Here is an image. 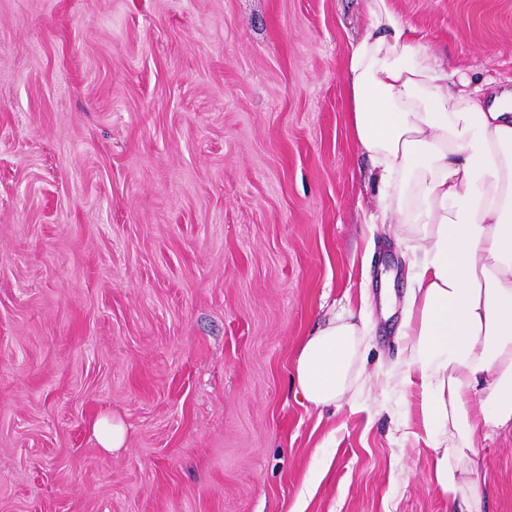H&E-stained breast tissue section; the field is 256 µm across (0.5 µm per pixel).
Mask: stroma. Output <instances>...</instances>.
<instances>
[{
  "label": "stroma",
  "mask_w": 512,
  "mask_h": 512,
  "mask_svg": "<svg viewBox=\"0 0 512 512\" xmlns=\"http://www.w3.org/2000/svg\"><path fill=\"white\" fill-rule=\"evenodd\" d=\"M512 90V0H393ZM359 0H0V512H448L403 439L404 246L341 69ZM369 320L337 410L305 336ZM124 447L100 448L99 416ZM512 512V434L483 442ZM92 434L101 448L113 450L125 445L127 431L122 421L101 416L92 424Z\"/></svg>",
  "instance_id": "1"
}]
</instances>
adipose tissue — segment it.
Wrapping results in <instances>:
<instances>
[{
  "instance_id": "ef3b65f1",
  "label": "adipose tissue",
  "mask_w": 512,
  "mask_h": 512,
  "mask_svg": "<svg viewBox=\"0 0 512 512\" xmlns=\"http://www.w3.org/2000/svg\"><path fill=\"white\" fill-rule=\"evenodd\" d=\"M362 10L342 80L378 183L369 221L395 219L409 253L396 381L414 400L403 427L427 439L430 480L452 512H482L476 442L512 430V96L456 86L391 0ZM368 332L347 309L304 338L293 382L310 406L346 400Z\"/></svg>"
}]
</instances>
